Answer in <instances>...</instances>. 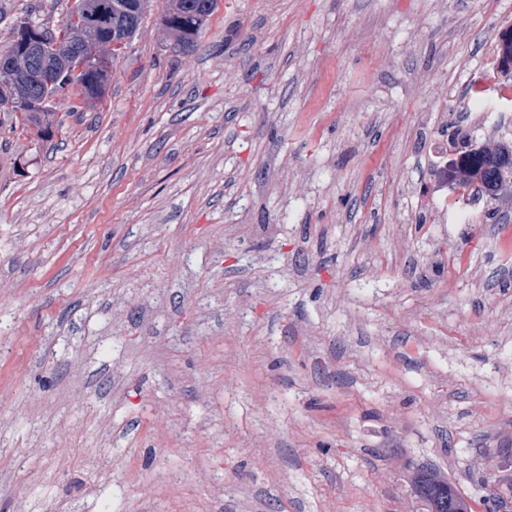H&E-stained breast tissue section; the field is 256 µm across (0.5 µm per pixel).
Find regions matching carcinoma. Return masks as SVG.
<instances>
[{
    "label": "carcinoma",
    "mask_w": 512,
    "mask_h": 512,
    "mask_svg": "<svg viewBox=\"0 0 512 512\" xmlns=\"http://www.w3.org/2000/svg\"><path fill=\"white\" fill-rule=\"evenodd\" d=\"M198 2L200 0H168L162 16V26L174 36L176 44L181 47L193 46L196 35L216 5V0H209L210 6L207 8L199 6ZM10 101L11 90L1 89L0 111L12 114V119L21 132L30 136L33 133L31 129L34 128L38 139L48 142L53 138L55 130L49 109L30 112L20 117L13 112ZM457 144L458 158L451 169V181L464 191L475 186L489 199H500L501 190L512 183V166L500 164L499 159L512 145L488 139L474 147L465 134L457 139ZM409 481L413 485L424 484L429 488L430 495L425 500L428 512H473L470 498L462 495L448 483V478L438 472L417 470L409 475ZM495 483L499 485L502 493L512 495L511 460L504 461L497 470Z\"/></svg>",
    "instance_id": "cac0c4a2"
}]
</instances>
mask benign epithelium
Listing matches in <instances>:
<instances>
[{
  "label": "benign epithelium",
  "mask_w": 512,
  "mask_h": 512,
  "mask_svg": "<svg viewBox=\"0 0 512 512\" xmlns=\"http://www.w3.org/2000/svg\"><path fill=\"white\" fill-rule=\"evenodd\" d=\"M61 28L64 38L25 22L15 26L9 51L0 54V77L12 87L16 111H37L44 105L37 90L64 82L76 84L90 68L110 74L117 51L124 49V40L113 36L110 0H96L93 10L82 0Z\"/></svg>",
  "instance_id": "obj_1"
}]
</instances>
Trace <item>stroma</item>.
Listing matches in <instances>:
<instances>
[{
	"label": "stroma",
	"instance_id": "35a3bbf8",
	"mask_svg": "<svg viewBox=\"0 0 512 512\" xmlns=\"http://www.w3.org/2000/svg\"><path fill=\"white\" fill-rule=\"evenodd\" d=\"M164 7L52 141L0 112V512H423L412 468L486 512L512 203L441 170L512 144V0H217L178 52Z\"/></svg>",
	"mask_w": 512,
	"mask_h": 512
}]
</instances>
